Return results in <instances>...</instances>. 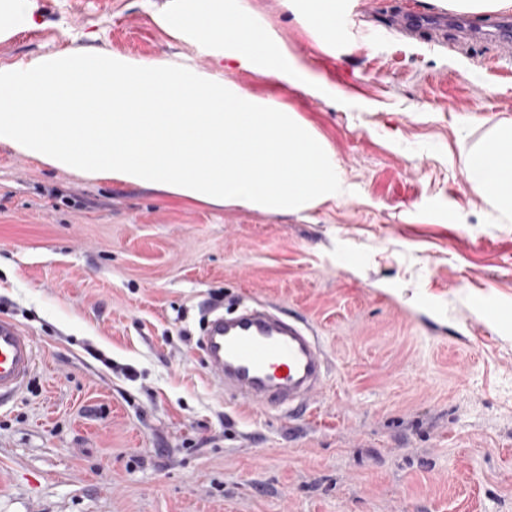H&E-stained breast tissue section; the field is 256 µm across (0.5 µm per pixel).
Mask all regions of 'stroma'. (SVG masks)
Returning a JSON list of instances; mask_svg holds the SVG:
<instances>
[{
	"instance_id": "obj_1",
	"label": "stroma",
	"mask_w": 512,
	"mask_h": 512,
	"mask_svg": "<svg viewBox=\"0 0 512 512\" xmlns=\"http://www.w3.org/2000/svg\"><path fill=\"white\" fill-rule=\"evenodd\" d=\"M253 2L348 99L231 79L299 112L353 194L305 215L190 206L0 143V317L37 354L0 407V512H512V223L457 152L512 122V56L392 25L434 0H355L328 52ZM33 4L0 66L83 47L212 67L144 0ZM243 300L319 337L306 413L211 381L203 314Z\"/></svg>"
}]
</instances>
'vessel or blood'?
<instances>
[{
	"label": "vessel or blood",
	"instance_id": "b4317fda",
	"mask_svg": "<svg viewBox=\"0 0 512 512\" xmlns=\"http://www.w3.org/2000/svg\"><path fill=\"white\" fill-rule=\"evenodd\" d=\"M396 27L406 32L428 28L430 33L451 27L457 48L477 39L496 38L500 53H512V19L495 18L490 30L474 27L466 19L430 20L402 13ZM205 364L212 381L242 403L284 408L299 415L308 409L327 371L325 354L316 336L296 321L266 308H244L232 318L215 315L208 320L202 340ZM36 366L33 343L14 321L0 317V406L26 386Z\"/></svg>",
	"mask_w": 512,
	"mask_h": 512
}]
</instances>
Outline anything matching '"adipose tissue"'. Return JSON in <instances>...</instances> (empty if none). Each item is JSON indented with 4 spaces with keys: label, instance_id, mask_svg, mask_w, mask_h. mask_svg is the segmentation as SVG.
<instances>
[{
    "label": "adipose tissue",
    "instance_id": "1",
    "mask_svg": "<svg viewBox=\"0 0 512 512\" xmlns=\"http://www.w3.org/2000/svg\"><path fill=\"white\" fill-rule=\"evenodd\" d=\"M323 51L352 0H284ZM160 29L216 64L136 59L83 48L0 66V142L55 166L215 207L301 215L351 195L327 141L297 111L225 77L226 65L319 96L251 0H166ZM471 191L512 222V123L460 141Z\"/></svg>",
    "mask_w": 512,
    "mask_h": 512
}]
</instances>
